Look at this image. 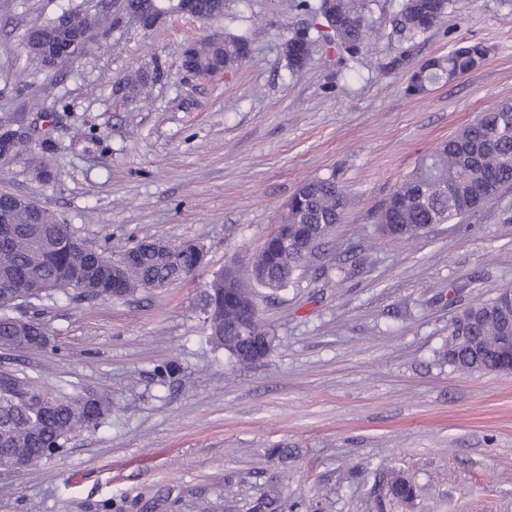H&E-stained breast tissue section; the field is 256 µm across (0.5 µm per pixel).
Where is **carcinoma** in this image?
Wrapping results in <instances>:
<instances>
[{"label": "carcinoma", "instance_id": "obj_1", "mask_svg": "<svg viewBox=\"0 0 512 512\" xmlns=\"http://www.w3.org/2000/svg\"><path fill=\"white\" fill-rule=\"evenodd\" d=\"M226 0H193V14L201 20L224 15ZM456 0H404L394 19V30L412 39L437 25ZM165 0H124L122 12L158 14ZM294 7L307 17L305 25L288 33V67L295 74L308 63L314 42L335 48L341 62L355 61L371 45L372 24L354 9L353 0H296ZM112 0H100L97 11L63 8L54 17L29 28L23 48L29 61L47 72L59 64L49 47L60 37L81 32L94 40L100 17L110 12ZM252 53L249 42L224 35V45L197 43L193 65L210 68L221 62L233 67ZM486 49L479 43L457 47L431 58L405 87L422 96L439 82H451L482 61ZM164 76L159 65L129 79L136 87ZM512 187V103L490 108L476 122L439 143L392 193L381 211L382 234L414 237L431 224H452L476 215L498 191ZM345 195L332 176L304 182L288 202L281 224L246 266H226L209 282L206 304L214 306L205 320L206 339L241 363L237 325L241 313L224 301V281H240L241 302L257 308L255 289L274 295L297 282L307 260L328 236L326 228L340 223ZM0 214L13 224L10 239L0 240V296L31 294L36 282L52 290L73 292L77 298L121 299L137 288H162L182 281L181 273L200 265L201 253L189 242L170 246L162 241L140 242L125 250L118 263L107 251L75 242L68 224H49L41 206L9 191H0ZM500 295L464 309L448 329V340L436 352L437 361L455 371L481 373L496 365L501 336L512 330V307L499 304ZM47 345L42 324L20 315L0 318V347L24 351ZM13 390L0 389V448L26 461L58 453L74 436L97 428L112 415L109 396L94 391L75 395L54 392L16 369L7 373ZM392 498L409 505L417 487L401 472L391 471L386 483ZM252 512H288V495L280 483L261 492Z\"/></svg>", "mask_w": 512, "mask_h": 512}]
</instances>
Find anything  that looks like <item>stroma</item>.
<instances>
[{"label":"stroma","mask_w":512,"mask_h":512,"mask_svg":"<svg viewBox=\"0 0 512 512\" xmlns=\"http://www.w3.org/2000/svg\"><path fill=\"white\" fill-rule=\"evenodd\" d=\"M402 0H355L373 42L350 66L315 47L291 74L284 45L304 17L293 0H228L221 18L172 16L146 30L121 18L53 77L28 69L25 30L95 0H0V122L54 111L0 159V189L53 211L113 261L145 240L196 242V275L122 300L49 293L28 313L48 345L0 349V366L70 394L108 393L112 416L38 465L0 473V512H250L284 481L297 512H512V373L462 374L435 351L457 311L512 288V190L475 217L413 238L381 236L378 214L439 142L512 102V8L458 0L428 33L400 39ZM248 34L252 54L207 77L181 49ZM480 65L405 94L411 74L457 45ZM156 62L141 93L119 82ZM335 176L340 224L292 288L259 300L278 342L241 366L204 340L213 274L246 263L307 180ZM174 364L175 374L155 370ZM287 456L274 454L276 445ZM419 492L378 508L391 470Z\"/></svg>","instance_id":"obj_1"}]
</instances>
